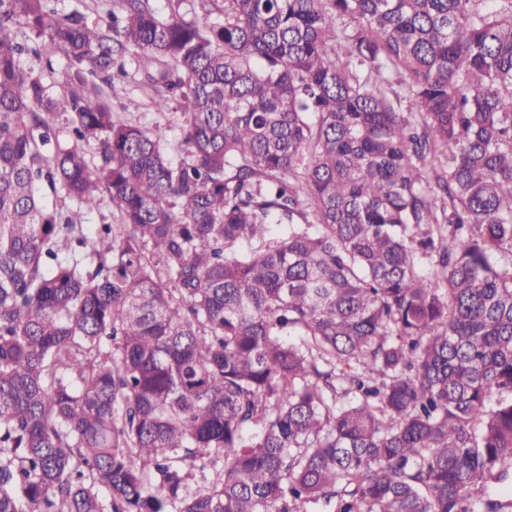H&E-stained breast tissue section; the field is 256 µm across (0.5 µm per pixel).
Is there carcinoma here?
Here are the masks:
<instances>
[{
    "label": "carcinoma",
    "mask_w": 512,
    "mask_h": 512,
    "mask_svg": "<svg viewBox=\"0 0 512 512\" xmlns=\"http://www.w3.org/2000/svg\"><path fill=\"white\" fill-rule=\"evenodd\" d=\"M183 4L0 0V512H478L512 458V0ZM132 52L178 164L107 102ZM92 0H58V9L61 12L67 13L72 11L73 9H79L80 11H84L88 15L89 23L100 22L103 18H106V11L112 9L115 6L116 1L118 0H96L101 1L97 2L100 6V9L88 10L85 9V4L93 5L94 2Z\"/></svg>",
    "instance_id": "cac0c4a2"
}]
</instances>
